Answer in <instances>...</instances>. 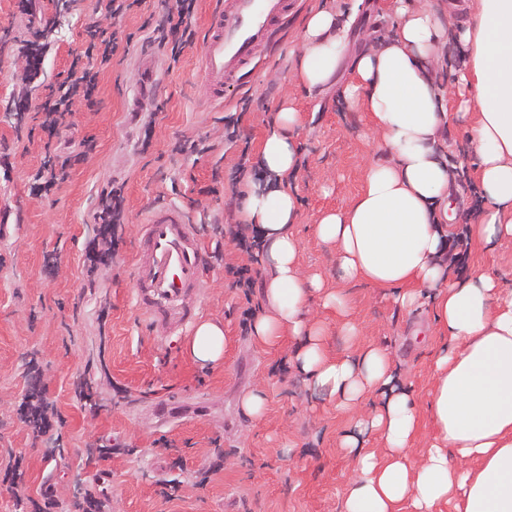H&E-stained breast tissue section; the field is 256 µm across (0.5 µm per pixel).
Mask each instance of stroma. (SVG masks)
<instances>
[{
	"label": "stroma",
	"mask_w": 512,
	"mask_h": 512,
	"mask_svg": "<svg viewBox=\"0 0 512 512\" xmlns=\"http://www.w3.org/2000/svg\"><path fill=\"white\" fill-rule=\"evenodd\" d=\"M217 0H197L195 42L179 61L158 52L154 35L144 29L163 0H146L122 22L100 12L97 25L130 39L128 53L117 54L98 77L97 106L75 102L67 123L90 139L92 148L67 170L50 194L31 187L43 164L44 140L36 106L40 87L57 91L67 84L74 60L87 46L88 0L60 14L55 0H31L43 14L47 31L43 71L30 78L23 51L37 33L25 29L19 0H0V220L12 227L0 236V465L22 459L17 486L0 482V512H34L43 495L59 503L58 512H80L87 496L103 503L102 512H343L352 462L338 443L352 418L337 411L297 371L299 347L284 338L274 347L258 344L240 326L246 304L265 306L267 272L255 263V286L244 297L228 269L249 262L228 232L238 224L243 182L232 169L241 152L258 161L266 135L282 107L299 112L298 167L287 182L298 200L291 231L299 241L298 261L305 273L320 275L326 290L342 294L358 333L342 335L322 294H312L309 315L326 321L329 357L379 345L392 355L395 383L425 408L433 384L431 355L444 340L429 308L407 311L390 292L340 277L336 246L321 241L316 226L324 213L348 206L365 181L367 168L385 153L366 113L344 94L353 78L354 58L370 45L386 43L395 21L387 0H295L273 40L261 45L239 87L230 89L223 107H214L200 76V54ZM430 0L451 27L438 52L444 64L433 77L450 87L454 71L468 60L453 28L468 21L476 0ZM336 12L348 26V49L332 82L308 89L297 78L301 24L310 8ZM157 63L155 79L139 82L141 59ZM154 118L152 145L141 149L142 120ZM237 119L235 142L224 139L227 118ZM469 125L449 115L443 149L455 179L450 194L457 233L478 223L485 199L468 151ZM124 186L122 243L86 288L85 247L98 234L93 214L100 193L111 183ZM176 203L197 221L208 253L200 320L224 327L228 347L220 363L195 360L187 328L175 334L152 327L136 305L134 252L147 209ZM481 266L501 288L512 290V237L490 249L468 244L464 262L452 263L457 276ZM39 376L63 421L57 432L36 438L22 422L19 408L31 376ZM88 379L90 396H76V383ZM264 389L267 407L257 420L245 416L240 399ZM184 403L186 414L158 425L151 406L158 399ZM115 448L100 457V446ZM223 454L221 469L201 478L202 463ZM175 497L165 500L163 485Z\"/></svg>",
	"instance_id": "1"
}]
</instances>
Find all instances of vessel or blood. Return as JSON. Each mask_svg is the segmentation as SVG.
Returning a JSON list of instances; mask_svg holds the SVG:
<instances>
[{"label":"vessel or blood","instance_id":"b4317fda","mask_svg":"<svg viewBox=\"0 0 512 512\" xmlns=\"http://www.w3.org/2000/svg\"><path fill=\"white\" fill-rule=\"evenodd\" d=\"M291 5V0H224L212 17L201 57L212 103H223L225 89L239 82ZM142 229L134 263L139 307L154 325L182 328L195 316L189 300L201 288L208 265L193 217L181 206L160 204L148 210Z\"/></svg>","mask_w":512,"mask_h":512}]
</instances>
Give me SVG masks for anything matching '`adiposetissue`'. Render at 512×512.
Segmentation results:
<instances>
[{"instance_id": "ef3b65f1", "label": "adipose tissue", "mask_w": 512, "mask_h": 512, "mask_svg": "<svg viewBox=\"0 0 512 512\" xmlns=\"http://www.w3.org/2000/svg\"><path fill=\"white\" fill-rule=\"evenodd\" d=\"M391 9L398 19L392 41L363 50L345 89L368 113L388 159L369 166L363 190L345 209L327 213L316 232L335 244L344 280L390 289L407 310L431 306L447 339L432 359V440L415 452L418 409L409 393L393 391L387 349L329 357L325 322L306 316L310 294L322 282L299 266L290 230L297 197L280 182L299 156V115L289 108L279 112L260 154L277 181L248 188L241 208L242 220L262 230L261 261L269 273L270 311L254 321L252 334L265 347L286 335L297 339L298 370L337 410L383 395L341 439L354 462L343 512H512V292L504 293L485 269H473L463 281L448 275L452 173L438 151L447 98L427 68L444 29L428 0H392ZM302 29L296 73L318 88L336 74L345 32L325 9L311 10ZM459 38L469 60L454 86L460 113L476 115L469 146L487 201L470 237L490 244L512 237V0H477L475 18L461 26ZM368 432L381 437L383 449L365 446ZM463 460L472 468H460Z\"/></svg>"}]
</instances>
